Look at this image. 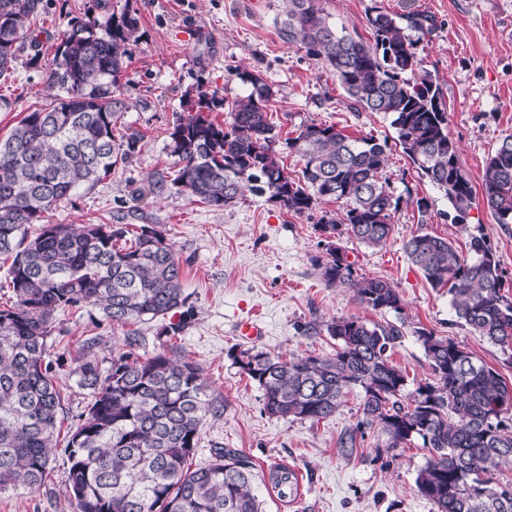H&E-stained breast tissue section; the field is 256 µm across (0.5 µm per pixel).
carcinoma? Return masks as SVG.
<instances>
[{
    "mask_svg": "<svg viewBox=\"0 0 512 512\" xmlns=\"http://www.w3.org/2000/svg\"><path fill=\"white\" fill-rule=\"evenodd\" d=\"M40 4L0 0V77L13 69L23 44L36 45L30 20ZM282 4L283 37L330 68L352 109L389 116L394 143L303 125L285 139L303 162L291 177L268 118L272 85L238 68L235 76L250 91L234 101L226 125L211 117L224 106L217 94L201 85L185 92L187 114L176 118L166 144L177 158L172 184L215 210L247 190L298 216L326 200L343 204L341 215L325 211L317 220L326 238V257L313 259L321 280L351 289L367 308L398 312L402 297L394 284L358 275L332 238L343 226L368 248L387 243L403 201L383 176L394 146L445 194L452 222L467 221L475 191L448 135L442 89L423 70L411 35L430 32L432 19L413 14L401 22L378 10L367 17L365 41L338 32L323 0ZM138 30L128 12L110 16L103 35L71 18L48 76L49 87L67 96L26 113L0 138V255L11 259L4 283L15 297L0 308V492L34 491L49 474L65 401L47 361L57 316L91 308L123 326L163 318L187 302L180 261L157 225L45 223V213L109 177L136 149L139 133L114 134L122 104L112 87ZM482 196L498 223H512L511 136L486 162ZM33 224L39 232L31 235ZM404 251L432 287L448 289L460 323L512 349V302L500 293L499 262L484 237L470 238L468 257L428 233L412 236ZM326 331L336 340L330 356L285 359L249 349L234 356L262 389L266 413L320 421L336 413L346 391L359 388V428H379L392 449L414 438L430 449L416 487L437 512H512V487L493 484L494 472L512 465V416H504L512 389L499 373L453 339L417 327L433 381L418 384L405 405L406 376L391 360L399 327L347 317ZM135 342L128 338L129 350L112 358L104 378L93 361L79 366L91 401L64 448L75 512H262L250 466L237 450L216 446L206 464L191 468L204 422L224 418V397L196 363L164 351L139 355Z\"/></svg>",
    "mask_w": 512,
    "mask_h": 512,
    "instance_id": "cac0c4a2",
    "label": "carcinoma"
}]
</instances>
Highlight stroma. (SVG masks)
<instances>
[{
	"mask_svg": "<svg viewBox=\"0 0 512 512\" xmlns=\"http://www.w3.org/2000/svg\"><path fill=\"white\" fill-rule=\"evenodd\" d=\"M329 20L347 33L369 37L374 10L398 16L425 13L435 20L419 38L423 67L440 84L448 107V134L474 186H481L485 163L499 142L512 136V0H324ZM129 11L139 22L138 40L113 96L124 105L118 131L133 129L142 139L130 161L94 188L77 190L49 212L51 224H155L170 239L184 270L185 307L158 319L121 326L81 311L59 316L48 340L49 358L64 387L67 416L61 433L76 427L90 400L77 369L86 360L108 374L113 356L135 336L136 351L168 350L200 365L224 397V417L207 421L194 458L209 460L213 446L234 448L252 465L253 486L262 512H436L416 488L429 451L421 439L390 450L378 429L356 435L362 419L361 389H351L332 416L318 422L284 420L263 409V392L235 364L236 352L254 349L272 355L333 354L336 342L324 325L358 317L393 324L403 337L392 360L407 376V391L431 381L415 327L452 338L512 385V352L473 335L459 323L447 289L434 288L408 260L403 244L429 233L466 247L482 236L500 264L501 293L512 300V224L498 223L483 200H476L466 224L448 219L450 205L401 152L389 156L386 175L404 196L384 247L368 248L348 236L336 243L359 275L394 283L402 311H374L352 292L329 287L313 259L324 238L315 217L287 213L266 197L246 193L223 210L178 193L171 179L175 159L166 144L186 90L204 86L226 105L248 91L232 76L235 68L261 71L275 95L268 116L280 138L307 124L336 126L358 137L393 136L389 117L357 112L335 76L279 33L281 0H43L31 25L40 53L23 49L13 73L0 78V137L27 112L49 103L47 84L55 50L72 17L103 23ZM429 198L428 213L414 201ZM257 320L262 333L244 337L239 323ZM181 324L176 336L163 335L166 323ZM355 445L341 447L343 438ZM37 490L0 494V512H74L63 450ZM298 472L301 490L281 495L271 481L274 468Z\"/></svg>",
	"mask_w": 512,
	"mask_h": 512,
	"instance_id": "35a3bbf8",
	"label": "stroma"
}]
</instances>
